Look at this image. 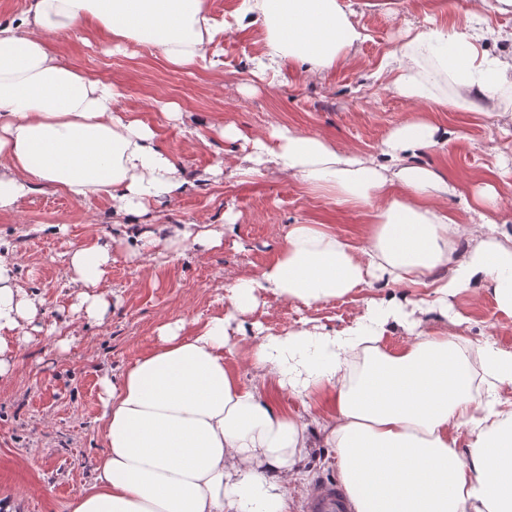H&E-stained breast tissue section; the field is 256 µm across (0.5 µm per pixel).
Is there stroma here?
I'll use <instances>...</instances> for the list:
<instances>
[{"label": "stroma", "mask_w": 512, "mask_h": 512, "mask_svg": "<svg viewBox=\"0 0 512 512\" xmlns=\"http://www.w3.org/2000/svg\"><path fill=\"white\" fill-rule=\"evenodd\" d=\"M352 21L365 34L347 66L318 74L284 66L275 82L260 80L254 63L262 51L259 29H231L213 47L215 67L173 66L153 48L128 44L117 52L111 42L83 26L57 37L62 60L104 80L118 79V111H131L156 132V142L171 152L195 188L154 207L156 224H224L235 231L222 247L186 249L176 260L149 271L126 260L140 249L141 224L123 228L112 221V205L103 197L80 203L62 191L45 188L0 213V244L21 284L44 301L41 320L56 333L33 334L18 352V363L0 379V512H72L77 495L94 477L104 449L100 432L101 381L117 377L139 354L155 345L165 320H207L222 310L224 287L272 261L281 236L292 224H325L358 239L367 219L361 209L308 184L270 171L243 176L212 175L219 160L243 155L245 137H271L286 127L326 138L336 148L378 154L383 141L402 123L423 118L456 134L445 147L422 152L420 160L442 173L455 193L448 209L482 185L498 197L483 212L495 228L512 232V119L476 112H433L422 103L394 95L379 71L387 54L408 28L427 24L461 26L463 0H346ZM173 102L182 122L169 121L158 104ZM242 131L243 139H225L222 128ZM200 129L193 137L191 129ZM58 225L56 234L43 232ZM111 241L114 261L102 287L110 291L103 323L72 330L76 290L65 267L69 252L86 238ZM370 293L307 307L261 294L250 321L271 332L322 323L340 329L365 309ZM466 319L442 325L424 315L427 330L447 329L471 345L493 340L512 350V321L500 315L491 297L454 300ZM68 339L60 349V339ZM302 482L288 490V512H306L315 488L339 483L336 452L314 448L301 465Z\"/></svg>", "instance_id": "1"}]
</instances>
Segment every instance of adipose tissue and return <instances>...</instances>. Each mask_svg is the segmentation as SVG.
<instances>
[{
  "instance_id": "adipose-tissue-1",
  "label": "adipose tissue",
  "mask_w": 512,
  "mask_h": 512,
  "mask_svg": "<svg viewBox=\"0 0 512 512\" xmlns=\"http://www.w3.org/2000/svg\"><path fill=\"white\" fill-rule=\"evenodd\" d=\"M234 23L210 15L206 0H30L0 24V213L15 211L37 185L83 202L109 197L116 213L143 216L194 182L156 143L152 127L117 113L118 83L62 61L49 37L85 24L114 48L159 49L176 66L210 61L229 26L264 34L260 75L288 63L314 73L347 64L364 40L343 0H243ZM485 0H466L464 27L416 28L383 71L396 95L436 110L512 112L502 83L512 62L484 51L496 39L479 26ZM263 139L235 166L266 163L289 177L369 209L363 241L320 224L290 225L278 255L225 288L223 314L163 324L157 342L117 379H103L101 434L89 487L73 512H288V485L308 454L311 432L336 451L354 512H512V350L487 342L469 351L460 337L425 332L419 316L447 317L452 297L491 295L512 319V234L473 221V206L441 203L450 187L415 164L448 131L411 121L394 129L378 157L337 151L315 135L283 131ZM224 229L162 226L153 260H174L175 245L220 246ZM467 252L454 255V239ZM112 247L89 238L69 256L66 276L80 292L78 319L102 323L109 303L98 288ZM449 267L428 298L390 294L336 331L323 326L247 332L231 322L252 312L261 293L313 305L376 282L420 283ZM38 302L0 255V377L12 372L15 343L39 328ZM409 342H385L396 330ZM240 350L252 372L243 384L224 363ZM285 391L305 405L288 412Z\"/></svg>"
}]
</instances>
